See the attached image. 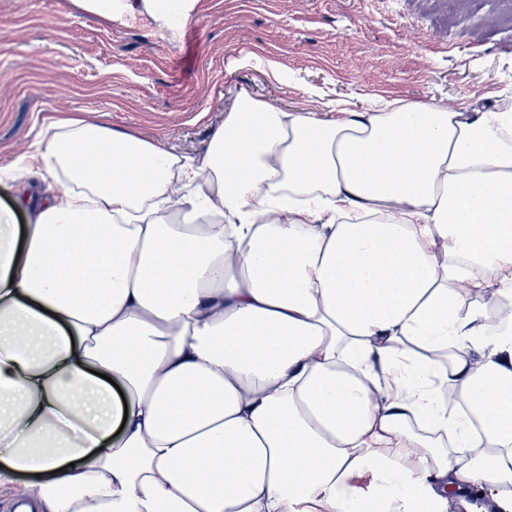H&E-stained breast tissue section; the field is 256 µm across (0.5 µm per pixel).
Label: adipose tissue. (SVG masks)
<instances>
[{"instance_id": "obj_1", "label": "adipose tissue", "mask_w": 512, "mask_h": 512, "mask_svg": "<svg viewBox=\"0 0 512 512\" xmlns=\"http://www.w3.org/2000/svg\"><path fill=\"white\" fill-rule=\"evenodd\" d=\"M334 110L240 89L199 162L63 112L20 158L65 185L0 208V486L29 512H512L481 277L512 302V108Z\"/></svg>"}]
</instances>
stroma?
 <instances>
[{
	"mask_svg": "<svg viewBox=\"0 0 512 512\" xmlns=\"http://www.w3.org/2000/svg\"><path fill=\"white\" fill-rule=\"evenodd\" d=\"M328 120L335 104H512L495 0H198L180 27L110 25L73 0H0V167L76 112L201 159L240 88Z\"/></svg>",
	"mask_w": 512,
	"mask_h": 512,
	"instance_id": "obj_1",
	"label": "stroma"
}]
</instances>
